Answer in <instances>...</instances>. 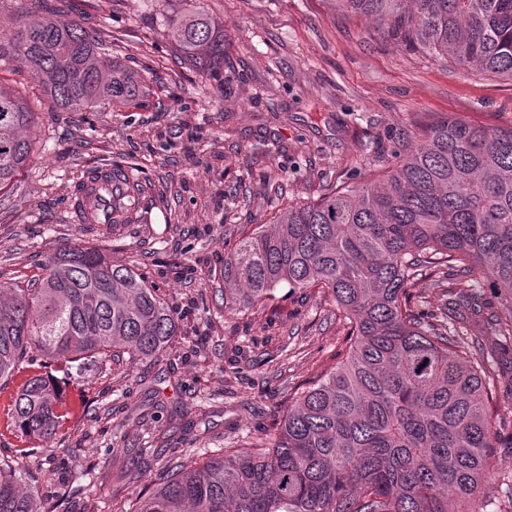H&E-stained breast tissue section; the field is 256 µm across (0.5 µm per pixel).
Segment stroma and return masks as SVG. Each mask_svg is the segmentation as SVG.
<instances>
[{
  "mask_svg": "<svg viewBox=\"0 0 512 512\" xmlns=\"http://www.w3.org/2000/svg\"><path fill=\"white\" fill-rule=\"evenodd\" d=\"M224 24V80L186 65L168 36L183 0H0V38L49 13L80 24L110 59L144 73L138 108L60 109L26 62H0V84L35 114L32 152L0 190V281L38 278L64 247L109 253L156 288L179 333L152 360H105L66 393L62 439L30 448L7 426L0 457L31 470L39 512H134L177 461H204L273 432L346 328L316 288H280L266 309L224 311V257L244 232L289 205L390 167L422 128L464 116L512 128V83L464 71L337 12L331 0H202ZM110 164L135 182L113 224H77L83 173ZM497 382L499 470L512 473V349L473 321Z\"/></svg>",
  "mask_w": 512,
  "mask_h": 512,
  "instance_id": "obj_1",
  "label": "stroma"
}]
</instances>
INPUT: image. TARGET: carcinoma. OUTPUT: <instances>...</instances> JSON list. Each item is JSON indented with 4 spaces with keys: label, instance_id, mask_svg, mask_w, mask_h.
<instances>
[{
    "label": "carcinoma",
    "instance_id": "cac0c4a2",
    "mask_svg": "<svg viewBox=\"0 0 512 512\" xmlns=\"http://www.w3.org/2000/svg\"><path fill=\"white\" fill-rule=\"evenodd\" d=\"M335 2L426 53L512 82V0ZM168 31L186 63L224 76L223 24L188 4ZM101 50L78 23L31 16L9 48L0 44V61L24 56L71 111L139 105L144 75ZM33 121L0 87V189L30 157L23 132ZM460 273L486 279L509 317L461 279L447 316L422 319L413 281ZM282 285L330 295L348 325L341 360L296 396L272 443L181 461L138 512H478L477 497L492 503L495 373L471 352L468 320L485 310L496 335L512 339V128L430 125L388 170L288 207L224 258L228 313L265 307ZM177 334L156 289L95 246L51 257L26 287L0 283V387L21 378L8 425L47 444L69 419L51 375L20 377L27 359L84 377L107 357L157 358ZM31 484L30 471L0 458V512H35Z\"/></svg>",
    "mask_w": 512,
    "mask_h": 512
}]
</instances>
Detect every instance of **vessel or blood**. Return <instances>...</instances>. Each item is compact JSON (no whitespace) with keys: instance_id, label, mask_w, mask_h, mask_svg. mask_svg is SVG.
<instances>
[{"instance_id":"obj_1","label":"vessel or blood","mask_w":512,"mask_h":512,"mask_svg":"<svg viewBox=\"0 0 512 512\" xmlns=\"http://www.w3.org/2000/svg\"><path fill=\"white\" fill-rule=\"evenodd\" d=\"M131 187L130 174L121 168L105 165L89 173L82 180V190L72 202L71 211L76 222L95 224L111 223L118 219L113 203L128 196Z\"/></svg>"}]
</instances>
